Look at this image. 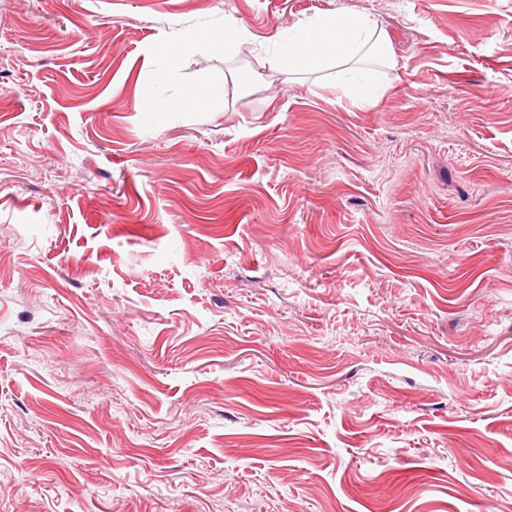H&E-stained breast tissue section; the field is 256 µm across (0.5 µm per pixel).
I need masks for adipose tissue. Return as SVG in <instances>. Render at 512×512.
<instances>
[{"mask_svg": "<svg viewBox=\"0 0 512 512\" xmlns=\"http://www.w3.org/2000/svg\"><path fill=\"white\" fill-rule=\"evenodd\" d=\"M393 63L388 32L369 15L339 12L302 23L294 40L281 45L273 56L280 69H319L345 66L359 54Z\"/></svg>", "mask_w": 512, "mask_h": 512, "instance_id": "1", "label": "adipose tissue"}]
</instances>
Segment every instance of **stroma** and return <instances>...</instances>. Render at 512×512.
<instances>
[{
	"label": "stroma",
	"instance_id": "35a3bbf8",
	"mask_svg": "<svg viewBox=\"0 0 512 512\" xmlns=\"http://www.w3.org/2000/svg\"><path fill=\"white\" fill-rule=\"evenodd\" d=\"M339 11L391 36L373 102L268 61ZM492 504L512 0H0V512ZM223 80L224 74L220 73L199 75L186 94V104L196 112L209 111L213 104L210 88L219 82H223Z\"/></svg>",
	"mask_w": 512,
	"mask_h": 512
}]
</instances>
